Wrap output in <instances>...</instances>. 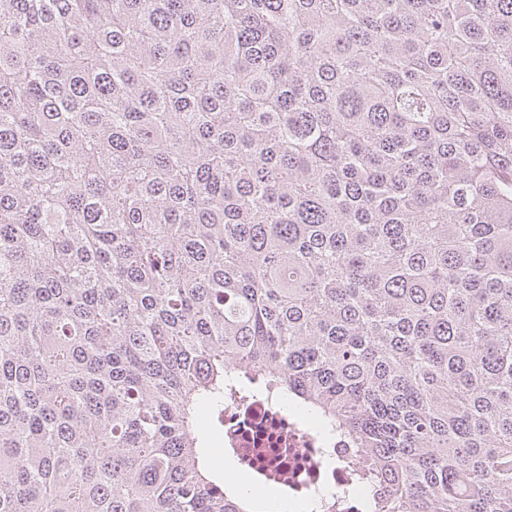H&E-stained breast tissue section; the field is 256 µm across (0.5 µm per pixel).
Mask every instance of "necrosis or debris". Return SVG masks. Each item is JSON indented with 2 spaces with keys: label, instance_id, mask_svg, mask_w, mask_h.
<instances>
[{
  "label": "necrosis or debris",
  "instance_id": "necrosis-or-debris-1",
  "mask_svg": "<svg viewBox=\"0 0 512 512\" xmlns=\"http://www.w3.org/2000/svg\"><path fill=\"white\" fill-rule=\"evenodd\" d=\"M225 456L234 458L258 484L281 485L292 502L336 499V512H363L368 489L357 476L362 452L328 441L311 419L272 398L257 395L224 409Z\"/></svg>",
  "mask_w": 512,
  "mask_h": 512
}]
</instances>
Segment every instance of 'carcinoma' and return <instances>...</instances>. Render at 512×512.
Masks as SVG:
<instances>
[{
    "mask_svg": "<svg viewBox=\"0 0 512 512\" xmlns=\"http://www.w3.org/2000/svg\"><path fill=\"white\" fill-rule=\"evenodd\" d=\"M267 388L512 512V0H0V512H251Z\"/></svg>",
    "mask_w": 512,
    "mask_h": 512,
    "instance_id": "obj_1",
    "label": "carcinoma"
}]
</instances>
